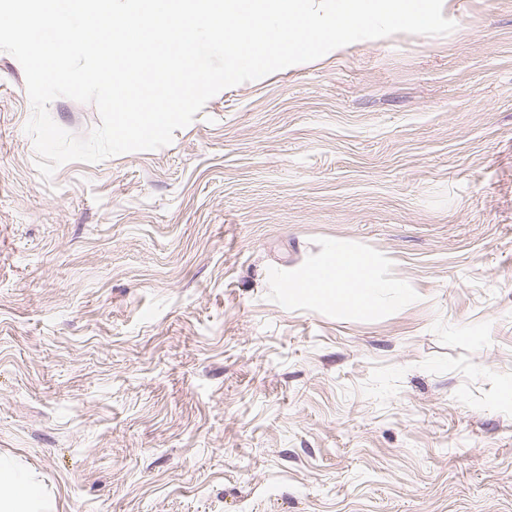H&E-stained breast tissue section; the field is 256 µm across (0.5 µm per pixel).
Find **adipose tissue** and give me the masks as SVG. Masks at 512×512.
Masks as SVG:
<instances>
[{
    "label": "adipose tissue",
    "mask_w": 512,
    "mask_h": 512,
    "mask_svg": "<svg viewBox=\"0 0 512 512\" xmlns=\"http://www.w3.org/2000/svg\"><path fill=\"white\" fill-rule=\"evenodd\" d=\"M389 282L377 279L369 256L336 244L328 259L293 284L295 291L330 299L342 311L372 308ZM0 512H43L39 489L11 463L0 460Z\"/></svg>",
    "instance_id": "adipose-tissue-1"
}]
</instances>
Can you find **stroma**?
<instances>
[{
    "instance_id": "1",
    "label": "stroma",
    "mask_w": 512,
    "mask_h": 512,
    "mask_svg": "<svg viewBox=\"0 0 512 512\" xmlns=\"http://www.w3.org/2000/svg\"><path fill=\"white\" fill-rule=\"evenodd\" d=\"M443 15L47 180L0 51V458L47 512H512V0ZM339 240L399 295L289 294Z\"/></svg>"
}]
</instances>
